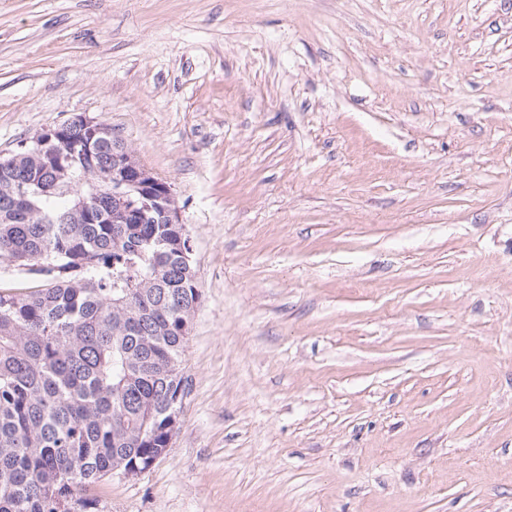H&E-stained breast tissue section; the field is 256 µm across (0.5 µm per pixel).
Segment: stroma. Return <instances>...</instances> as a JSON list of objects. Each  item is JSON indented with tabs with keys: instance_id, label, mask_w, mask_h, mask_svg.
<instances>
[{
	"instance_id": "stroma-1",
	"label": "stroma",
	"mask_w": 512,
	"mask_h": 512,
	"mask_svg": "<svg viewBox=\"0 0 512 512\" xmlns=\"http://www.w3.org/2000/svg\"><path fill=\"white\" fill-rule=\"evenodd\" d=\"M75 114L201 292L98 512H512V0H0V155Z\"/></svg>"
}]
</instances>
